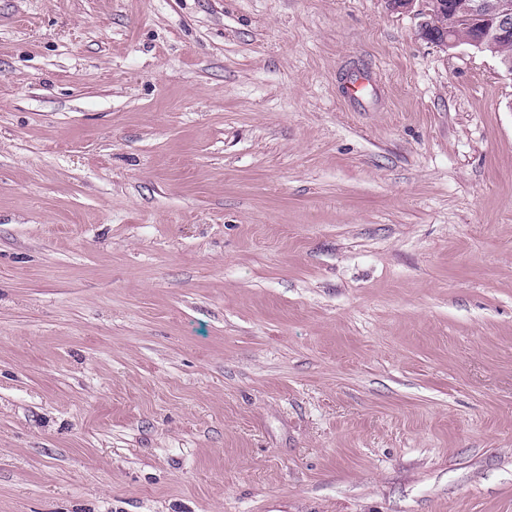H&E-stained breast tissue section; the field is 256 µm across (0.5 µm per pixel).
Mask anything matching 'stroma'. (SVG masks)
Wrapping results in <instances>:
<instances>
[{"label": "stroma", "instance_id": "1", "mask_svg": "<svg viewBox=\"0 0 512 512\" xmlns=\"http://www.w3.org/2000/svg\"><path fill=\"white\" fill-rule=\"evenodd\" d=\"M420 21L0 0V512H512V75Z\"/></svg>", "mask_w": 512, "mask_h": 512}]
</instances>
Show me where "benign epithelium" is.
Segmentation results:
<instances>
[{"mask_svg": "<svg viewBox=\"0 0 512 512\" xmlns=\"http://www.w3.org/2000/svg\"><path fill=\"white\" fill-rule=\"evenodd\" d=\"M391 12L416 11L420 35L448 49L461 43L478 49L512 38V0H385Z\"/></svg>", "mask_w": 512, "mask_h": 512, "instance_id": "1", "label": "benign epithelium"}]
</instances>
